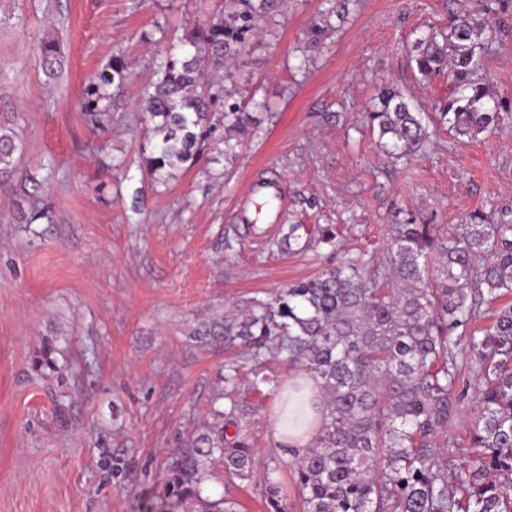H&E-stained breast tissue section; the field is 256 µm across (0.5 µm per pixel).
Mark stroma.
<instances>
[{"label":"stroma","instance_id":"35a3bbf8","mask_svg":"<svg viewBox=\"0 0 512 512\" xmlns=\"http://www.w3.org/2000/svg\"><path fill=\"white\" fill-rule=\"evenodd\" d=\"M465 0H354L319 53L305 31L324 0H286L224 80L254 97L235 155L222 140L163 183L141 163V89L175 28L219 17L224 0H0V123L25 145L19 179L0 189V512H163L169 467L210 423L209 398L241 345L193 331L246 299L359 257L389 264L390 227L461 223L480 209L512 224V120L476 139L435 117L448 78L415 79L406 50ZM59 41L47 81L43 38ZM131 64L112 128L94 136L81 109L88 78L113 54ZM390 82L432 116L407 165H391L365 123ZM42 181L50 220L19 223L20 181ZM281 183L279 224L332 225L338 250L274 253L242 224V197ZM240 424L257 468L292 455L275 442L276 398L249 386ZM207 495L267 512L263 478L214 468ZM39 64L49 79H55L61 71L60 45L54 39H43L39 45Z\"/></svg>","mask_w":512,"mask_h":512}]
</instances>
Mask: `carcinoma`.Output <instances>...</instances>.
Returning a JSON list of instances; mask_svg holds the SVG:
<instances>
[{
  "label": "carcinoma",
  "mask_w": 512,
  "mask_h": 512,
  "mask_svg": "<svg viewBox=\"0 0 512 512\" xmlns=\"http://www.w3.org/2000/svg\"><path fill=\"white\" fill-rule=\"evenodd\" d=\"M352 0H326L309 22L306 47L319 51L338 31ZM283 0H224V16L184 30L156 63L143 89L148 175L163 181L193 167L205 141L224 129V153L248 132V101L224 92L211 75L246 51L261 23ZM512 15V0H474L448 16L445 30L414 41L410 65L423 79L448 75L440 117L459 137L475 139L512 118V100L499 96L486 59L501 47L504 28L489 18ZM39 64L50 79L61 71L60 45L44 39ZM130 79L115 54L85 83L82 110L93 130L112 125L116 96ZM388 155L409 161L429 138L422 113L397 86L379 89L366 115ZM24 145L0 125V188L18 173ZM32 224L49 218L29 195ZM337 246L329 225L284 224L270 249L291 251L300 240ZM390 266L370 273L351 259L281 289L274 299L252 298L243 312L197 331L204 343L242 339L254 371L253 387L279 389L262 374L280 358L319 380L325 395L317 444L294 463L303 512H512V303H503L484 328H470L483 304L512 295V224H496L475 210L465 223L438 233L434 224L392 225ZM443 256L429 266L430 255ZM240 363H224V392L214 395L215 425L185 449L170 469L167 512H236L232 502L203 495L210 466L242 480L255 471L253 450L235 420ZM469 451L453 448L464 408ZM233 426L228 435L224 426ZM272 468L264 476L270 512H286Z\"/></svg>",
  "instance_id": "1"
}]
</instances>
